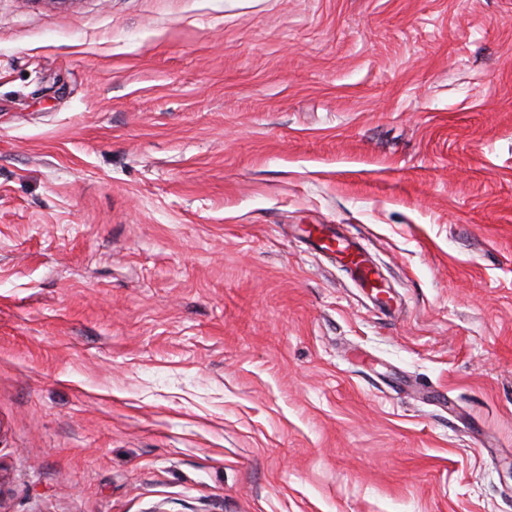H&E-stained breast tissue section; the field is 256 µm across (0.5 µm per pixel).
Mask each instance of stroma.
Wrapping results in <instances>:
<instances>
[{"instance_id":"stroma-1","label":"stroma","mask_w":512,"mask_h":512,"mask_svg":"<svg viewBox=\"0 0 512 512\" xmlns=\"http://www.w3.org/2000/svg\"><path fill=\"white\" fill-rule=\"evenodd\" d=\"M0 512H512V0H0ZM325 236H336V239H325ZM337 243V245H336ZM311 244L320 250L336 253L340 261L349 266L352 278L360 285H370L376 280L377 271L368 259L367 251L355 238L331 233L311 240Z\"/></svg>"}]
</instances>
